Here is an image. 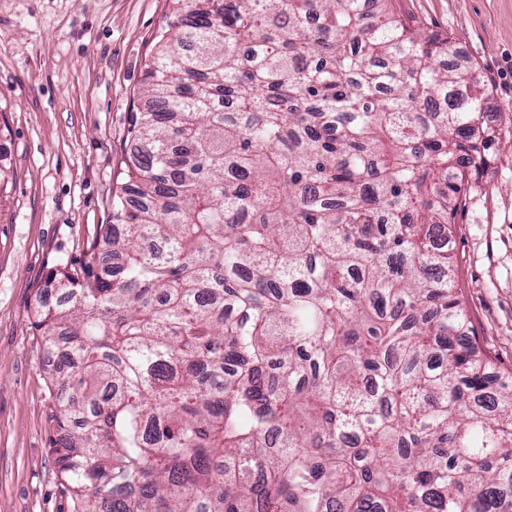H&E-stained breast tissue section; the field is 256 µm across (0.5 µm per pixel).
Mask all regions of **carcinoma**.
Listing matches in <instances>:
<instances>
[{"mask_svg":"<svg viewBox=\"0 0 512 512\" xmlns=\"http://www.w3.org/2000/svg\"><path fill=\"white\" fill-rule=\"evenodd\" d=\"M113 224L55 273L73 512H512L451 224L499 132L389 0H174Z\"/></svg>","mask_w":512,"mask_h":512,"instance_id":"1","label":"carcinoma"}]
</instances>
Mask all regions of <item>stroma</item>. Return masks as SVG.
<instances>
[{
	"mask_svg": "<svg viewBox=\"0 0 512 512\" xmlns=\"http://www.w3.org/2000/svg\"><path fill=\"white\" fill-rule=\"evenodd\" d=\"M451 37L503 136L452 226L455 291L512 383V0H392ZM173 0H0V512H72L49 446L56 388L33 328L44 285L112 221L144 63Z\"/></svg>",
	"mask_w": 512,
	"mask_h": 512,
	"instance_id": "obj_1",
	"label": "stroma"
}]
</instances>
